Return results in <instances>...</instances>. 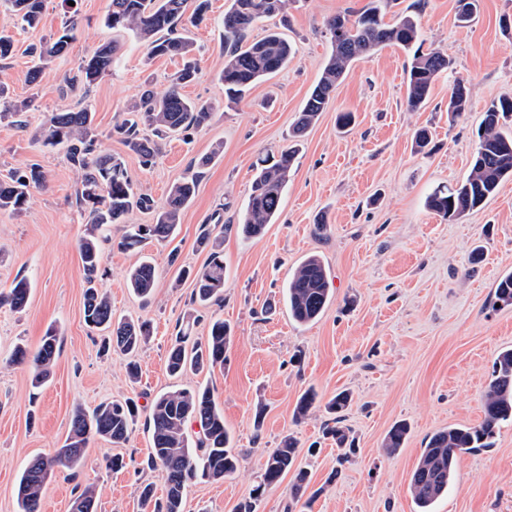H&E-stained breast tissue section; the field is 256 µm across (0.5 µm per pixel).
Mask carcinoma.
<instances>
[{"mask_svg": "<svg viewBox=\"0 0 512 512\" xmlns=\"http://www.w3.org/2000/svg\"><path fill=\"white\" fill-rule=\"evenodd\" d=\"M22 25L38 24L44 0H3ZM294 0H231L224 11V69L220 79L225 97L238 101L244 92L288 64L293 45L283 34L272 29L258 40L247 41L248 32L259 21L285 15ZM210 0H112V10L106 18L108 27L118 34H129L143 43L148 56L178 58L182 67L175 73L170 85L161 92L146 87L128 109L130 117L117 124L114 131L122 136L128 149L148 165L152 162L158 143L140 135V125L155 128L159 135L185 133L207 123L213 107L192 100L181 92L182 86L192 82L198 73V58L193 41L178 29L185 15L193 21L204 18ZM77 11L63 23L61 34L41 43L38 64L28 73L29 83L38 81L43 68L62 55L72 38L77 23ZM326 35L331 53L322 75L311 90L293 131L299 139L324 111L332 98L337 83L355 61L368 57L384 46L395 45L409 54L405 67L406 100L412 110L425 106L437 78L452 65L448 54L438 48L422 50L418 20L411 14L393 22L384 21L380 10L371 6L353 14H338L327 21ZM118 46L108 43L99 46L79 66V77L86 86L93 85L112 74ZM470 88L461 80L451 89L448 111L460 116L470 101ZM90 105L78 110L51 114L42 134L44 141L62 146L66 157L80 175L79 206L90 232L79 243V252L88 287L85 291L84 320L97 330L106 331L107 344L124 354L137 352L150 336L146 322L128 319L114 320L112 303L106 293L96 287L103 254L99 232L111 224H121L133 208L151 210L152 200L136 192L122 158L97 149ZM512 118V100H491L485 107L482 124L484 136L474 157L468 178L453 187L436 189L427 199L430 209L448 220H455L480 207L497 190L499 184L512 177V133L505 130ZM295 158L291 147L277 155H266L253 166L251 193L247 206L236 224H224L226 232L235 231L247 239L258 238L266 226L279 216L282 196L288 185ZM46 175L37 166L18 168L5 180H0V211L19 212L27 205L31 190L43 186ZM197 175L191 174L173 184L166 205L155 214L152 224H133L121 237L117 246L133 250L143 241L154 239L165 242L179 224L183 209L194 197ZM224 237L207 232L200 244L210 248L205 265L193 278L195 301L207 305L221 299L224 291ZM133 292L140 297L150 296L154 290L155 269L143 261L128 271ZM30 285L19 280L7 293L0 294V305L23 308L29 297ZM497 300L512 304V272L503 275L495 289ZM288 314L299 325L316 321L331 301L328 273L322 258L316 254L305 257L293 270L285 285ZM231 339V329L224 320L209 323L206 343L189 342V333H181L168 354L170 375L179 376L186 370L202 371L224 364V351ZM59 332L50 327L38 349L30 354L23 348L14 353L13 361H28L34 368L32 384L41 386L49 375L54 359ZM348 392L341 391L324 405L333 415L326 434L336 447H345L349 436L343 426L344 412L350 406ZM316 393L305 392L297 402L295 415L306 418L315 408ZM484 417L473 426L460 425L440 430L422 449L420 460L412 474L410 492L418 512H433L434 505L452 486L459 463L466 454L494 446L500 428L512 424V348L502 350L495 359L491 380L484 396ZM138 407L132 401L104 402L87 412L77 407L71 415L70 432L66 443L55 455L30 460L22 472L17 488L20 512H40L42 488L53 470L74 471L82 463L84 451L92 438L113 443L127 440ZM152 429L149 465L164 473L165 495L156 496L153 485L139 488V502L143 512H183V499L188 488L198 478L221 481L234 476L239 468L240 455L232 446L231 436L224 426V413L207 388H175L153 398L148 412ZM200 427L203 438L191 444L187 423ZM409 433L407 423H395L389 430L384 448L392 455L403 447ZM297 442L290 436L270 452L264 463L257 494L277 485L289 471H294L290 486L293 505H298L308 486V473L296 465ZM95 489L87 486L77 496L73 512L95 508Z\"/></svg>", "mask_w": 512, "mask_h": 512, "instance_id": "cac0c4a2", "label": "carcinoma"}]
</instances>
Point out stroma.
Segmentation results:
<instances>
[{
    "label": "stroma",
    "mask_w": 512,
    "mask_h": 512,
    "mask_svg": "<svg viewBox=\"0 0 512 512\" xmlns=\"http://www.w3.org/2000/svg\"><path fill=\"white\" fill-rule=\"evenodd\" d=\"M370 3L294 0L286 18L258 22L251 37L274 27L296 52L283 70L230 107L219 79L230 0H211L205 18L191 29L200 72L184 93L213 103L214 114L188 138L160 140L148 166L113 128L143 88L168 86L179 60L148 58L128 36L111 75L87 89L72 84L82 60L113 39L105 23L112 0H78L66 52L32 84L27 49L61 29L62 0H45L40 23L25 30L0 4V29L15 35L11 57L0 61V86L11 100L29 104L24 127L0 121V178L31 164L46 174L25 210L0 213V291L21 279L30 284L22 310L0 307V512H18L25 465L64 444L75 407L90 411L125 398L143 405L172 388L196 386L211 389L243 460L234 477L192 486L184 512H236L257 485L267 452L289 434L299 440L298 462L310 474L309 512H416L409 484L422 448L438 430L481 422L493 360L512 346V304L494 296L497 279L512 272V179L483 207L454 221L426 204L436 188L469 175L486 104L512 98V0H478L465 27L457 20V0H381L386 20L418 13L424 48L442 49L453 61L435 81L427 106L413 111L406 104L407 56L398 47L356 62L297 146L278 220L257 239L225 234L223 301L194 303L192 281L178 277L179 268L206 263L203 231L236 223L256 159L287 145L331 52L326 21ZM460 79L470 87L471 101L457 117L448 110V97ZM86 103L95 114L98 149L123 157L137 190L155 204L164 203L183 175L199 174L170 243L148 240L123 251L116 246L123 226L108 231L99 286L116 317L151 326L136 356L140 372L134 381L126 375L127 356L104 353L101 336L84 322L78 243L89 226L77 205L80 183L63 151L39 137L51 113ZM341 112L355 117L345 130L336 123ZM421 128L431 133V152L413 147ZM207 155L211 163L200 167ZM321 220L326 226L320 231ZM309 254L322 257L333 300L316 323L300 326L288 315L283 286ZM143 260L156 271L146 300L126 281L128 270ZM213 317L232 328L223 365L171 377L166 360L176 336L188 327L205 337ZM51 326L60 339L48 379L36 390L30 364L14 363L11 356L19 345L35 350ZM310 388L322 404L339 391L351 392L344 425L356 452L348 459L339 460L335 444L323 435L329 417L322 405L295 419L296 403ZM260 406L265 419L258 429L253 420ZM400 420L410 431L390 456L384 438ZM150 448L143 414L127 441H92L78 472L58 471L46 481L41 512H71L74 498L91 482L98 490L97 512H140L138 487H165L161 469L147 465ZM115 454L126 461L117 472L106 465ZM435 512H512V426L500 430L493 448L464 455Z\"/></svg>",
    "instance_id": "35a3bbf8"
}]
</instances>
